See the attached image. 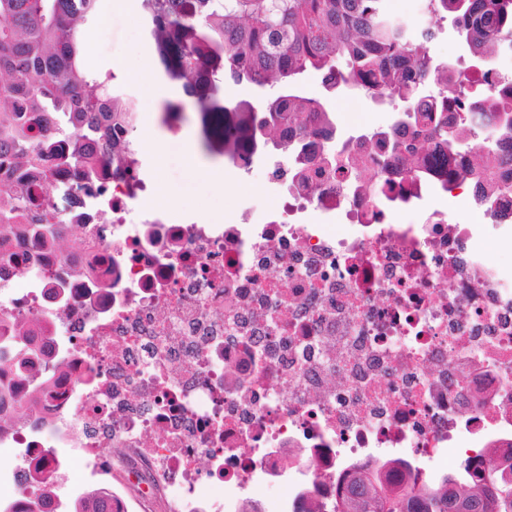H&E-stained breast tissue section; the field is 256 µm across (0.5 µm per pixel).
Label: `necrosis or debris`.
I'll return each mask as SVG.
<instances>
[{"label":"necrosis or debris","instance_id":"obj_1","mask_svg":"<svg viewBox=\"0 0 512 512\" xmlns=\"http://www.w3.org/2000/svg\"><path fill=\"white\" fill-rule=\"evenodd\" d=\"M425 162L431 184L390 174L383 203L327 175L225 224L141 208V165L103 170V219L65 217L78 248L0 255V311L40 345L0 374L19 406L0 446L22 451L0 493L93 468L112 512H265L260 483L290 486L286 512H334L357 471L392 460V484L422 482L449 448L481 479L512 442V276L444 211L391 217L433 185L512 223V141L467 182ZM61 347L30 400L25 374Z\"/></svg>","mask_w":512,"mask_h":512}]
</instances>
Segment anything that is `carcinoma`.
<instances>
[{
  "mask_svg": "<svg viewBox=\"0 0 512 512\" xmlns=\"http://www.w3.org/2000/svg\"><path fill=\"white\" fill-rule=\"evenodd\" d=\"M385 0H146L153 35L162 46L182 42L174 64L182 88L196 105L198 71L207 59L224 54V78L254 86H277L281 93L264 108L241 100L224 107V156L250 160L269 149L291 162L289 177L299 183L311 173L344 172L355 164V140L389 146L381 171L399 169L411 180L431 179L420 164L428 152L455 156L462 142L487 130L488 143L512 138V86L489 98L474 90L468 108L448 123V84L456 72L435 61L426 44L434 32L416 34L390 13ZM99 0H0V253L26 224L41 236L60 233L64 219L51 194L68 195L72 181L93 196L91 185L107 156L97 141L112 142V157L135 153L131 118L117 119L119 133L103 129L97 115L130 100L114 91L115 74L87 67L83 31L97 15ZM429 14H451L474 58L487 72L490 63L512 51V0H427ZM345 61L346 68L338 67ZM321 75L323 87L359 91L380 103L404 108L385 128L339 140L327 103L297 90L298 77ZM448 175L465 180L483 169L485 156ZM374 199L389 197L380 178L363 182ZM23 334L8 344L21 361L32 354ZM0 344V357L3 356ZM73 512H106L96 493L75 501ZM336 512H512L509 471L490 462L486 484L445 476L436 485L415 483L400 490L382 484L377 472H361Z\"/></svg>",
  "mask_w": 512,
  "mask_h": 512,
  "instance_id": "carcinoma-1",
  "label": "carcinoma"
}]
</instances>
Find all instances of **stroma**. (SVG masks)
<instances>
[{"mask_svg":"<svg viewBox=\"0 0 512 512\" xmlns=\"http://www.w3.org/2000/svg\"><path fill=\"white\" fill-rule=\"evenodd\" d=\"M133 6V12L113 14L103 27L92 26L84 32V46L95 58V70H111L113 58H124L129 69L117 72L115 82L124 92L140 97L145 91L138 75L149 66L162 71L170 84L180 85L178 72L166 67L158 47L144 49L142 34L150 27L149 15L143 0H134ZM440 27L438 38L429 47L430 55L455 68L471 65L473 59L451 19L441 20ZM298 84L307 96L327 97L337 129L344 137L387 126L396 115L394 105L374 103L361 93L327 96L320 76L312 73L300 76ZM275 93L272 87L233 84L225 79L221 60L215 59L201 72L197 86L196 97L205 99L206 110L195 107V97L180 94L162 98L154 110L141 113V123H152L164 135L185 134L197 150L201 161L197 172L188 170L175 153L168 154L158 166L147 159L142 162L150 179L170 187L177 197L179 213L188 220L222 224L236 218L244 208L272 205L274 186L267 174L280 160V152L272 150L257 156L252 172L247 173L225 159L221 133L225 104L237 98L266 99ZM415 209L419 212L439 209L447 212L452 220L473 224L475 233L471 245L490 246L500 263H512V223H484L481 214L467 209L461 198L440 191L417 201Z\"/></svg>","mask_w":512,"mask_h":512,"instance_id":"1","label":"stroma"}]
</instances>
